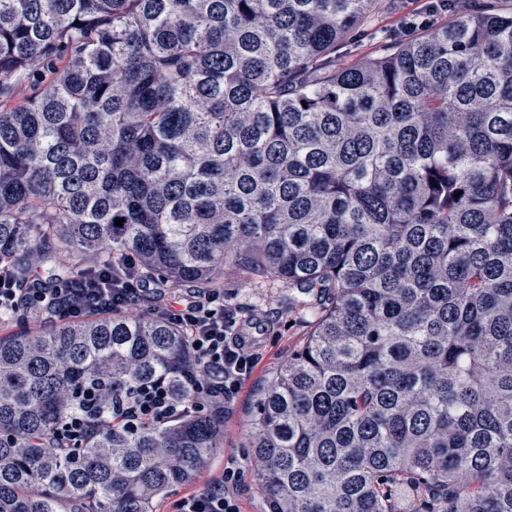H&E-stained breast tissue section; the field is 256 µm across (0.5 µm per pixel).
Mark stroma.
Instances as JSON below:
<instances>
[{"mask_svg":"<svg viewBox=\"0 0 512 512\" xmlns=\"http://www.w3.org/2000/svg\"><path fill=\"white\" fill-rule=\"evenodd\" d=\"M398 20L396 0H378L356 36L336 51V64L346 67L362 57L377 55L395 43L392 35ZM218 289L226 307L236 310L244 335L254 342L258 364L237 397L225 405L224 446L212 460L210 471L226 466L239 468L236 495L241 512H267L259 472L247 460L244 437L248 429L254 394L289 356L306 342L311 324L293 301L287 287L267 288L227 271Z\"/></svg>","mask_w":512,"mask_h":512,"instance_id":"obj_1","label":"stroma"}]
</instances>
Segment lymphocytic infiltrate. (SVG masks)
<instances>
[{
  "instance_id": "f902f5d3",
  "label": "lymphocytic infiltrate",
  "mask_w": 512,
  "mask_h": 512,
  "mask_svg": "<svg viewBox=\"0 0 512 512\" xmlns=\"http://www.w3.org/2000/svg\"><path fill=\"white\" fill-rule=\"evenodd\" d=\"M462 0H427L413 9H403L397 32L411 36L434 25ZM123 274L98 271L88 281H75L63 288H37L33 294L49 314L80 319L92 312L133 309L158 296L147 278L126 259ZM158 316L180 326L196 364L194 396L220 408L239 393L258 363L248 337L242 336L237 314L224 305L223 295L209 288L187 291L178 304L157 307ZM239 473L225 468L201 487L183 496L176 512H240L234 487Z\"/></svg>"
}]
</instances>
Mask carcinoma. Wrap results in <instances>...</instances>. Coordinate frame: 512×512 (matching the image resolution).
I'll return each instance as SVG.
<instances>
[{
	"mask_svg": "<svg viewBox=\"0 0 512 512\" xmlns=\"http://www.w3.org/2000/svg\"><path fill=\"white\" fill-rule=\"evenodd\" d=\"M374 4L0 0V276L282 284L314 320L253 400L267 512H512V15L336 68ZM190 360L146 309L0 334V512L195 482ZM155 383L193 407L130 420Z\"/></svg>",
	"mask_w": 512,
	"mask_h": 512,
	"instance_id": "1",
	"label": "carcinoma"
}]
</instances>
